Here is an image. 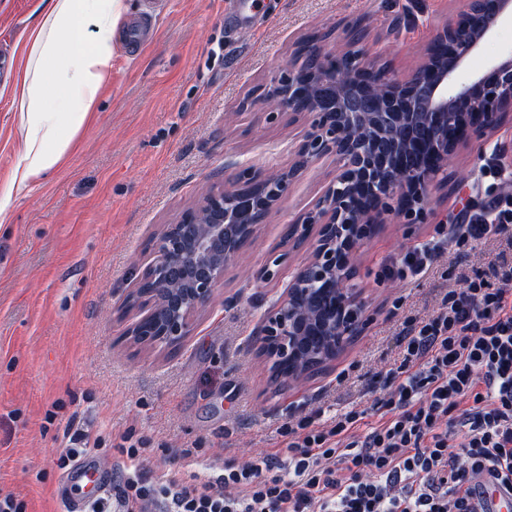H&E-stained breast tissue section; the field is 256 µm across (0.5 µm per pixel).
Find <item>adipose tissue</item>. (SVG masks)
Returning <instances> with one entry per match:
<instances>
[{
  "label": "adipose tissue",
  "instance_id": "1",
  "mask_svg": "<svg viewBox=\"0 0 512 512\" xmlns=\"http://www.w3.org/2000/svg\"><path fill=\"white\" fill-rule=\"evenodd\" d=\"M41 3V17L29 35L25 76L13 94L23 147L0 184V215L60 165L85 128L112 68L114 31L128 11L127 0Z\"/></svg>",
  "mask_w": 512,
  "mask_h": 512
}]
</instances>
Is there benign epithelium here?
<instances>
[{
	"label": "benign epithelium",
	"instance_id": "obj_1",
	"mask_svg": "<svg viewBox=\"0 0 512 512\" xmlns=\"http://www.w3.org/2000/svg\"><path fill=\"white\" fill-rule=\"evenodd\" d=\"M506 15L512 0H463L456 21L436 29L420 65L402 79L361 52L357 38L333 51L316 39L301 44L259 95L268 117L286 110L306 119L295 162L286 170L247 167L222 186H202L198 205L156 235L152 258L126 297L139 318L124 338L162 351L180 345L293 180L310 162L333 156L334 176L290 224L285 249L273 260L279 266L310 244L308 260L267 317L260 353L284 384L292 381L286 367L304 359L310 373L334 359L363 328L357 297L345 286L355 248L394 209L410 224L423 223L458 146L512 112V52L468 81H454ZM417 126L430 130L429 160L409 156L389 165L397 131Z\"/></svg>",
	"mask_w": 512,
	"mask_h": 512
}]
</instances>
